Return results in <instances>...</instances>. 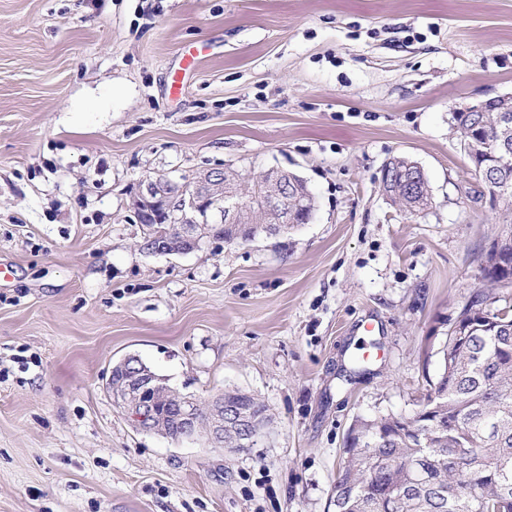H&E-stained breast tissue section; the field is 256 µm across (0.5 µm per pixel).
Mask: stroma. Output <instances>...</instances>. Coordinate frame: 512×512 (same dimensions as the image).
Returning a JSON list of instances; mask_svg holds the SVG:
<instances>
[{"label": "stroma", "instance_id": "35a3bbf8", "mask_svg": "<svg viewBox=\"0 0 512 512\" xmlns=\"http://www.w3.org/2000/svg\"><path fill=\"white\" fill-rule=\"evenodd\" d=\"M507 93L512 0H0V512H335L351 425L419 409L481 284L499 226L452 114ZM399 155L425 211L382 191ZM227 164L301 176L312 219L143 250L138 184ZM129 355L272 423L137 430Z\"/></svg>", "mask_w": 512, "mask_h": 512}]
</instances>
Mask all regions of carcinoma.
Returning <instances> with one entry per match:
<instances>
[{
    "label": "carcinoma",
    "instance_id": "1",
    "mask_svg": "<svg viewBox=\"0 0 512 512\" xmlns=\"http://www.w3.org/2000/svg\"><path fill=\"white\" fill-rule=\"evenodd\" d=\"M492 100L485 112L453 114L460 143L464 131L477 122L484 128L489 153L480 154L479 176L487 175L512 185V112ZM413 160L396 156L385 166L387 190L407 212L431 204L428 182L409 184ZM500 238L512 242V191L497 210ZM295 225L274 224L253 208L246 222L212 230V238L236 245L257 236L277 237ZM463 329H478L468 346L441 350L442 371L430 384L425 401L432 402L434 449L423 450L393 436L395 416L359 421V431L372 454L345 453L335 490L341 493L336 512H512V305L494 306L490 295L477 293L457 317ZM224 403L245 405L268 422L266 405L240 390L224 392ZM419 457L435 485H419L398 466V461Z\"/></svg>",
    "mask_w": 512,
    "mask_h": 512
}]
</instances>
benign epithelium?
Instances as JSON below:
<instances>
[{"label":"benign epithelium","instance_id":"7a95c632","mask_svg":"<svg viewBox=\"0 0 512 512\" xmlns=\"http://www.w3.org/2000/svg\"><path fill=\"white\" fill-rule=\"evenodd\" d=\"M266 177L263 192L256 191L247 200L235 190L224 191V170L219 168L182 179V187L175 194L166 192L154 178L141 181L133 200L134 211L143 214L154 210L160 214V222L172 225L166 239L155 244L146 242L147 249L160 254L186 253L184 245L197 248L211 226L239 222L247 204L278 209L283 197L281 189L293 180V174L272 169ZM115 368L121 372V379L116 382L114 374H109L107 389L139 430L159 433L166 420L174 418L181 425L176 441L192 443L204 435L210 443L222 447L224 428L239 421L235 407L224 405V396L215 397L203 408L196 400L168 387L135 356L122 359ZM430 412L428 407L416 419H399L398 434L411 441H422L424 420Z\"/></svg>","mask_w":512,"mask_h":512}]
</instances>
